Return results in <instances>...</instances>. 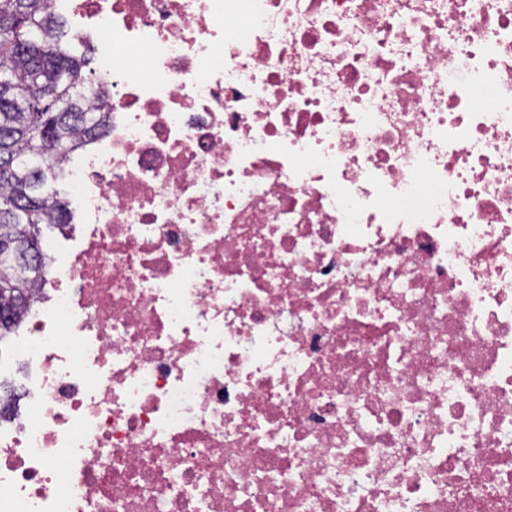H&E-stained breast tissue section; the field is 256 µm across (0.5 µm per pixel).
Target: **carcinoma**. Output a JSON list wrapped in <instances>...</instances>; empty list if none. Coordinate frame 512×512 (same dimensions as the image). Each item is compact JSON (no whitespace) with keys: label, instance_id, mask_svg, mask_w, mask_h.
<instances>
[{"label":"carcinoma","instance_id":"carcinoma-1","mask_svg":"<svg viewBox=\"0 0 512 512\" xmlns=\"http://www.w3.org/2000/svg\"><path fill=\"white\" fill-rule=\"evenodd\" d=\"M59 18L42 0H0V238L35 240L42 224L65 223L56 193L44 190L46 171L61 169L84 139L106 130V103L93 86L78 95L90 60L72 56ZM44 261L29 265L18 251L0 247V289L26 297L0 322V341L19 312Z\"/></svg>","mask_w":512,"mask_h":512}]
</instances>
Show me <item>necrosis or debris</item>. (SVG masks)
I'll return each instance as SVG.
<instances>
[{
  "label": "necrosis or debris",
  "instance_id": "4bbe7bcc",
  "mask_svg": "<svg viewBox=\"0 0 512 512\" xmlns=\"http://www.w3.org/2000/svg\"><path fill=\"white\" fill-rule=\"evenodd\" d=\"M49 6L110 120L0 512H512V0Z\"/></svg>",
  "mask_w": 512,
  "mask_h": 512
}]
</instances>
